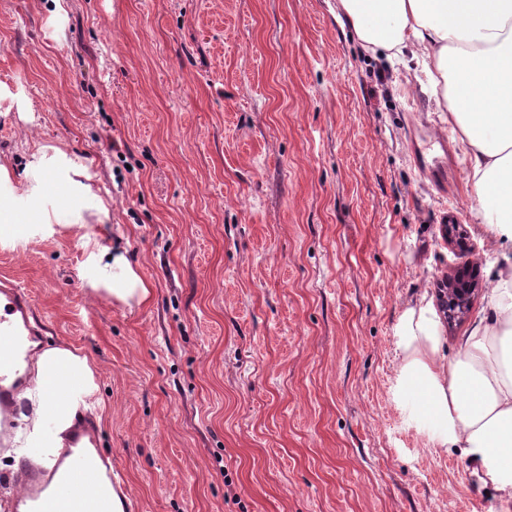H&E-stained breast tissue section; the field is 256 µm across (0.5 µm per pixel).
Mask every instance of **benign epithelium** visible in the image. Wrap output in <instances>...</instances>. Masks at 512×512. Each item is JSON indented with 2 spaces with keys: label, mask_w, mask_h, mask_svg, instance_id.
Returning <instances> with one entry per match:
<instances>
[{
  "label": "benign epithelium",
  "mask_w": 512,
  "mask_h": 512,
  "mask_svg": "<svg viewBox=\"0 0 512 512\" xmlns=\"http://www.w3.org/2000/svg\"><path fill=\"white\" fill-rule=\"evenodd\" d=\"M467 232L460 224L442 225V237L450 245L461 246L460 255L463 261L445 276V288L441 289L439 302L448 325L461 320L467 314L474 298L478 295L479 286L475 283L473 262L466 259L470 248L465 245Z\"/></svg>",
  "instance_id": "7a95c632"
}]
</instances>
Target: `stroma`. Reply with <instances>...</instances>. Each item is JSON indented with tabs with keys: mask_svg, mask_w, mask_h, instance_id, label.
<instances>
[{
	"mask_svg": "<svg viewBox=\"0 0 512 512\" xmlns=\"http://www.w3.org/2000/svg\"><path fill=\"white\" fill-rule=\"evenodd\" d=\"M0 158L33 138L79 157L103 221L0 244L41 343L97 369L126 512H501L462 449L395 395V325L436 301L464 225L480 291L444 328L455 359L512 242L471 211L465 148L411 54L364 47L336 0H0ZM450 136L438 190L414 122ZM149 290L95 295L86 240ZM12 111L17 113L18 121L26 129H32L37 125L32 102L14 94L6 84L0 82V116H8Z\"/></svg>",
	"mask_w": 512,
	"mask_h": 512,
	"instance_id": "stroma-1",
	"label": "stroma"
}]
</instances>
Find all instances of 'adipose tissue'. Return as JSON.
I'll return each mask as SVG.
<instances>
[{
	"mask_svg": "<svg viewBox=\"0 0 512 512\" xmlns=\"http://www.w3.org/2000/svg\"><path fill=\"white\" fill-rule=\"evenodd\" d=\"M336 18L365 44L390 52L414 48L426 62L437 105L466 158L473 213L495 234L512 240V0H337ZM83 162L65 150L32 142L22 171L0 163V223L37 232L56 224H86L104 215L92 205ZM94 292L126 306L148 289L125 253L93 248L82 276ZM487 315L447 361L441 320L420 298L406 303L395 329L400 360L397 394L418 405L439 447L461 448L481 463L503 507L512 506V263L498 274ZM9 448L0 459L16 477L20 506L31 467L68 473L83 457L73 491L87 505L102 494V462L91 448L70 445L79 422H101L94 399L97 372L89 357L60 343L33 347L20 370Z\"/></svg>",
	"mask_w": 512,
	"mask_h": 512,
	"instance_id": "adipose-tissue-1",
	"label": "adipose tissue"
}]
</instances>
